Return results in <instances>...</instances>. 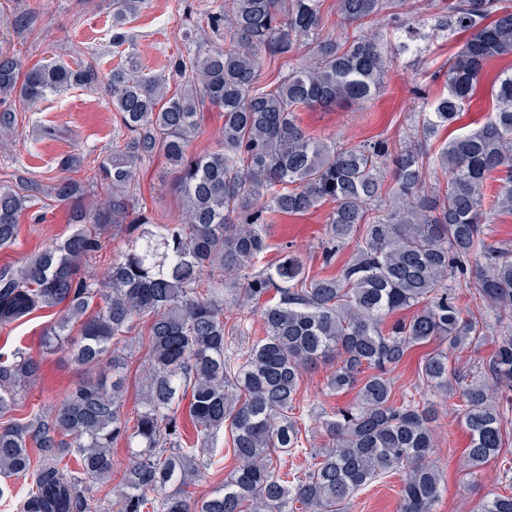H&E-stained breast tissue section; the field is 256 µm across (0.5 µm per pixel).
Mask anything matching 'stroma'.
<instances>
[{
    "instance_id": "35a3bbf8",
    "label": "stroma",
    "mask_w": 512,
    "mask_h": 512,
    "mask_svg": "<svg viewBox=\"0 0 512 512\" xmlns=\"http://www.w3.org/2000/svg\"><path fill=\"white\" fill-rule=\"evenodd\" d=\"M216 7V0H147L124 27L144 72L172 76L174 61L195 50L185 41V32L206 28L207 16ZM403 12L405 18L425 21L417 39L420 53L399 56L382 91L362 108L301 111L299 119L308 134L320 140L353 144L381 139L394 148L411 134L413 114L418 109L416 90H425L431 97L442 91L443 82L435 73L448 55L461 48L466 37L433 31L427 23L434 12L433 0H407ZM22 13L30 15L31 23L21 31L14 19ZM0 45L16 52L26 68L61 60L72 66L92 63L103 74L125 54L124 49L112 45V0H0ZM15 116L11 142L0 148V185L31 179L41 185L43 192L29 214L21 218L14 244L0 249V267L18 265L73 232L68 208L50 201L46 194L62 175L59 159L76 154L91 161L101 160L122 144L127 134L108 96L97 86L75 87L48 96L35 109L17 108ZM50 127L56 129V138L45 137L44 131ZM131 194L138 207L152 211L163 223H173L182 214L176 175L162 157L143 163ZM330 210L326 204L300 215L275 216L267 227V262L277 261L287 250L300 257L310 272L325 269L322 244ZM53 319L52 311L43 309L0 327V353L19 347L43 360L41 376L28 387L16 417L58 406L73 385L88 374L87 369L71 361L67 352L42 355L39 338ZM331 371L332 364L327 361L305 372L301 386L305 410L318 414L353 401V394L330 392L327 379ZM435 403L439 419L432 460L442 476V491L433 512H472L487 491H512V486L502 480L504 470L512 467V421L504 428L505 444L499 456L472 475L463 462L469 439L454 410V398L439 397ZM401 485L400 476L392 475L359 491L351 512H398Z\"/></svg>"
}]
</instances>
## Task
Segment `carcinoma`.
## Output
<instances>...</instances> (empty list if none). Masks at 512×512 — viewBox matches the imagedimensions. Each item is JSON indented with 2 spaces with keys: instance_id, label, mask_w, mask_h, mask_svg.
<instances>
[{
  "instance_id": "cac0c4a2",
  "label": "carcinoma",
  "mask_w": 512,
  "mask_h": 512,
  "mask_svg": "<svg viewBox=\"0 0 512 512\" xmlns=\"http://www.w3.org/2000/svg\"><path fill=\"white\" fill-rule=\"evenodd\" d=\"M325 0H222L208 16L224 28V44L199 45L174 65L179 87L145 75L129 52L105 75L126 141L84 180L78 155L61 159L50 189L73 204L91 189L110 192L107 206L88 214L75 207V231L17 267L0 269V325L37 309L60 308L44 330L46 354L69 350L84 367L108 365V380L76 383L50 412L38 411L0 427V475H27L20 512H349L358 491L388 476L402 477L399 512H433L441 480L430 457L437 447L426 395L458 398L470 443L467 467L499 455L512 414V246L489 241L485 224L512 213V68L491 89L480 128H452L478 93L486 64L512 54L509 0H446L432 15L434 29L468 32L440 73L444 91L425 95L414 113L413 140L397 151L385 141L338 145L311 137L297 112L347 104L360 107L384 85L400 43L386 49L359 28L386 13L401 26L403 0H336L333 27L323 33ZM145 0H112V46L128 42V18ZM310 46L313 57L295 64ZM285 60L273 86L258 85L263 57ZM20 59L0 46V130L18 103L32 107L49 94L100 81L93 64L50 62L19 80ZM224 112L216 147L193 155L190 146L204 107ZM162 156L177 173L184 214L162 224L136 210L130 195L145 161ZM392 183H385L386 168ZM444 190L426 188L431 170ZM498 182L486 203L488 181ZM40 186L0 185V248L14 244L20 218ZM333 204L323 263L340 246L353 252L340 274H310L285 253L265 261L266 226L276 214H303ZM120 228L127 247L108 257L102 274L87 272L104 250V235ZM489 307L500 328L480 376L449 367L487 337L483 314L464 312L460 288ZM258 314L259 337L249 347V319L229 323L226 305ZM412 315L388 323L397 311ZM145 327L140 409L129 425L123 408L125 336ZM433 339L447 348L429 354L418 372L425 397L395 398L392 373L415 345ZM336 365L328 385L355 392V401L323 416L325 439L308 448L296 415L303 374L320 360ZM40 363L18 349L0 353V414L17 405L38 377ZM504 392L501 402L489 389ZM187 403L195 436L180 418ZM228 429L226 455L235 466L224 487L195 498L190 488L215 464L213 439ZM135 449L112 503H92L86 483L112 475V446ZM37 465H32L33 451ZM304 456L302 471L282 470L285 457ZM73 457L77 469L64 460ZM473 512H512V493H486Z\"/></svg>"
}]
</instances>
